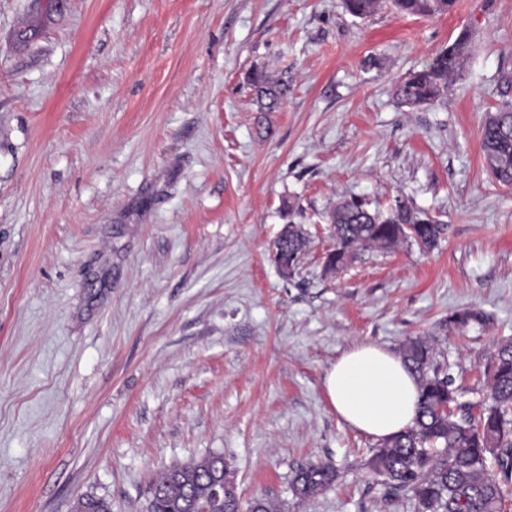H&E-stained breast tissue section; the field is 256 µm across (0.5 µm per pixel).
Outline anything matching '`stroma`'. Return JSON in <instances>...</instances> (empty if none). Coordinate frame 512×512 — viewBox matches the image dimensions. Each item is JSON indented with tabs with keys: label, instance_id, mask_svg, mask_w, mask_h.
<instances>
[{
	"label": "stroma",
	"instance_id": "1",
	"mask_svg": "<svg viewBox=\"0 0 512 512\" xmlns=\"http://www.w3.org/2000/svg\"><path fill=\"white\" fill-rule=\"evenodd\" d=\"M464 32L443 99L401 106L397 81ZM256 71L287 81L276 111ZM506 102L512 0L364 19L344 0H0V512H149L159 471L213 452L245 502L413 512L324 377L353 346L430 336L460 402L485 399L512 338V187L479 129ZM353 195L447 232L328 272L324 215ZM286 199L309 238L290 276L270 259ZM466 308L489 323L449 330ZM310 461L339 478L299 501Z\"/></svg>",
	"mask_w": 512,
	"mask_h": 512
}]
</instances>
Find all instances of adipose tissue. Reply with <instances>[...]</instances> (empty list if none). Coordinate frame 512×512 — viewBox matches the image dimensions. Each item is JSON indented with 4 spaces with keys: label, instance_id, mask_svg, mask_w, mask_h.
<instances>
[{
    "label": "adipose tissue",
    "instance_id": "adipose-tissue-1",
    "mask_svg": "<svg viewBox=\"0 0 512 512\" xmlns=\"http://www.w3.org/2000/svg\"><path fill=\"white\" fill-rule=\"evenodd\" d=\"M327 397L339 418L375 440L412 427L419 386L400 357L376 345L344 352L324 378Z\"/></svg>",
    "mask_w": 512,
    "mask_h": 512
}]
</instances>
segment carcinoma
<instances>
[{
	"label": "carcinoma",
	"mask_w": 512,
	"mask_h": 512,
	"mask_svg": "<svg viewBox=\"0 0 512 512\" xmlns=\"http://www.w3.org/2000/svg\"><path fill=\"white\" fill-rule=\"evenodd\" d=\"M400 13L434 16L451 11L455 0H389ZM383 0H345L347 11L364 19L374 14ZM463 33L441 49L423 69L410 73L394 88L400 104L421 107L437 103L448 89V77L463 65L469 50ZM250 82L264 110L273 111L288 95V84L265 72ZM480 144L492 178L512 186V103L487 114L480 128ZM290 221L274 242L283 254L305 253L307 239L291 217L295 210L283 202ZM336 248L328 260L341 269V257H355L359 250L389 248L411 238L425 249L436 246L445 226L423 211H412L399 202L383 212L365 197L336 203L326 214ZM487 316L467 309L448 315V329L463 331L484 325ZM401 356L416 377L420 395L415 425L373 450L367 467L387 499L409 500L414 512H503L512 493V340L500 342L490 354L487 377L489 394L472 413L458 404L457 390L447 368L436 358L435 345L426 337L408 340ZM338 477L328 462H307L294 472L289 484L293 498L307 500L329 488ZM224 486L220 498L213 485ZM150 512H241L235 480L224 456L209 453L161 471L152 483ZM74 512H111L102 498L79 499Z\"/></svg>",
	"instance_id": "cac0c4a2"
}]
</instances>
